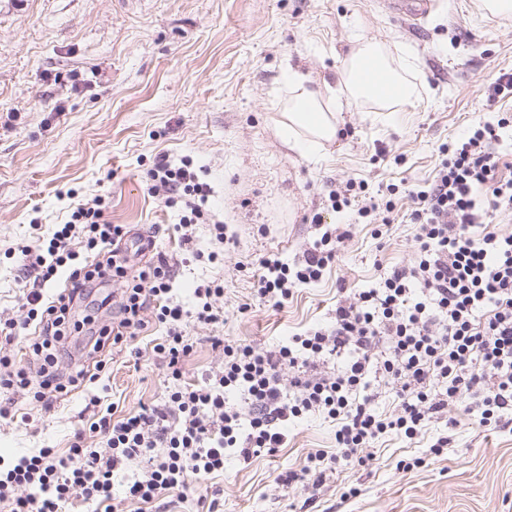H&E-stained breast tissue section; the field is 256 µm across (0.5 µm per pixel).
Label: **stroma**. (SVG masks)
<instances>
[{
	"mask_svg": "<svg viewBox=\"0 0 512 512\" xmlns=\"http://www.w3.org/2000/svg\"><path fill=\"white\" fill-rule=\"evenodd\" d=\"M412 50L416 93L394 112L364 104L339 116L335 140L304 156L277 134L289 96L282 74L294 67L311 87L337 83L354 35ZM512 73V16H481L476 0H435L412 24L383 14L377 0H0V319L22 321V273L15 255L49 237L72 199H106V218L133 234L152 232L175 272L172 296L192 308L193 290L223 285L218 327L188 323L196 349L184 384H201L224 359L212 337L271 347L289 333L326 325L340 287L371 288L414 258L404 192L431 179L440 147L481 121L512 114V100L488 104V90ZM191 158L204 167L211 210L231 238L224 262L188 259L178 217L144 175L154 156ZM364 182L375 201L394 199L383 229L341 215L329 193ZM400 189L389 196L386 187ZM320 223H312L313 215ZM350 219L351 234L322 279L300 288L285 308L253 287L260 259L291 263L323 228ZM159 327L135 348L109 355L106 401L113 419L162 403L166 372L150 351ZM71 391L52 410L12 397L0 419V456L31 448L66 454L75 434L102 450L92 424L103 407ZM286 442L249 464L227 459L224 473L188 498L163 496V509L131 501L118 512H206L208 488L223 489V512H512V430L482 426L462 411L429 423L408 441L389 433L364 465H343L306 503V491L276 484L310 453L336 451V426L319 416L285 425ZM448 436L442 454L429 447Z\"/></svg>",
	"mask_w": 512,
	"mask_h": 512,
	"instance_id": "obj_1",
	"label": "stroma"
}]
</instances>
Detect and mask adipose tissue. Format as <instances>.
Listing matches in <instances>:
<instances>
[{
    "instance_id": "1",
    "label": "adipose tissue",
    "mask_w": 512,
    "mask_h": 512,
    "mask_svg": "<svg viewBox=\"0 0 512 512\" xmlns=\"http://www.w3.org/2000/svg\"><path fill=\"white\" fill-rule=\"evenodd\" d=\"M356 43L340 82L326 86L324 91L309 89L304 75L288 73L290 96L282 105L277 133L292 150L308 155L335 138L337 114L345 106L370 103L388 110L412 98L415 86L408 74L415 70L416 64L411 52L401 51L395 59L378 41L360 36ZM370 63L377 68V78L373 81L362 77Z\"/></svg>"
}]
</instances>
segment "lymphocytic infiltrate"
Here are the masks:
<instances>
[{
	"mask_svg": "<svg viewBox=\"0 0 512 512\" xmlns=\"http://www.w3.org/2000/svg\"><path fill=\"white\" fill-rule=\"evenodd\" d=\"M501 125L484 122L440 150L434 177L409 191L405 214L414 226L416 258L392 267L377 286L341 289L328 326H317L271 348L242 341L223 344L224 363L200 386H180L193 351L188 322L224 321L214 303L221 285L193 291V308L173 302V267L164 255L134 267L136 250L123 243V225L105 217L102 198L71 205L66 220L45 241L22 246L27 281L22 322H0V338L29 339L40 366L0 357V394L34 388L42 409H52L69 387L97 383L88 362L105 347L135 341L156 320L165 329L153 346L169 379L178 383L163 403L116 420L104 414L96 426L107 452L74 439L67 454L36 448L8 463L0 457V512H69L74 499L113 512L112 480L127 472V499L152 504L174 492L186 498L198 481L223 474L224 461H251L284 444L282 427L321 414L336 424V453L316 451L279 483L316 489L337 472L338 462L360 460L387 432L407 440L428 422L463 409L479 424L512 425V235L485 224L489 212H512V179L500 174L492 146ZM190 161L155 156L146 172L148 192H163L178 208L183 243L207 224L217 245L224 224L207 203L212 188ZM355 181L330 192L334 209L353 205L359 218L391 223L389 200L358 202ZM345 232L325 230L303 259L288 265L276 257L259 262L254 288L273 307H284L297 288L318 282L335 262ZM121 279L119 296L103 294ZM108 322H99L97 310ZM396 388L391 412L377 411L375 384Z\"/></svg>",
	"mask_w": 512,
	"mask_h": 512,
	"instance_id": "f902f5d3",
	"label": "lymphocytic infiltrate"
}]
</instances>
